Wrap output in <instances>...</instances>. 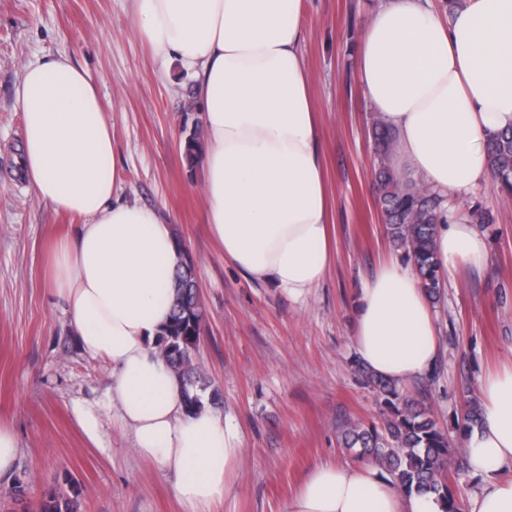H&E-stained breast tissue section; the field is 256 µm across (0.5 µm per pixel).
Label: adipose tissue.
Instances as JSON below:
<instances>
[{"label": "adipose tissue", "mask_w": 512, "mask_h": 512, "mask_svg": "<svg viewBox=\"0 0 512 512\" xmlns=\"http://www.w3.org/2000/svg\"><path fill=\"white\" fill-rule=\"evenodd\" d=\"M142 36L162 65L196 82L203 113V196L224 257L295 298L323 279L329 204L318 124L299 48L304 0H135ZM365 96L393 129L396 152L443 194L464 200L490 185L484 145L512 126V0H465L453 16L431 0H384L359 50ZM24 114L21 167L38 201L82 217L53 248L50 293L79 348L112 367V386L75 403L85 433L104 421L128 432L136 456L173 477L184 512H213L238 482L243 439L209 409L186 413L181 384L154 341L178 262L157 209L114 202L112 130L84 72L64 57L28 60L16 91ZM447 274L484 270L486 239L461 214L438 225ZM352 345L398 383L426 374L439 354L429 300L412 265L386 260L360 288ZM482 419L465 450L475 493L461 512H512V362L481 378ZM285 512H442L437 496L405 495L376 463L313 470Z\"/></svg>", "instance_id": "ef3b65f1"}]
</instances>
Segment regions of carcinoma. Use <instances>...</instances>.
Instances as JSON below:
<instances>
[{
    "mask_svg": "<svg viewBox=\"0 0 512 512\" xmlns=\"http://www.w3.org/2000/svg\"><path fill=\"white\" fill-rule=\"evenodd\" d=\"M180 146L191 170L201 163L205 150V126L202 115H186ZM395 135L382 124L375 128V144L383 157L394 146ZM485 157L493 173L494 184L512 195V128L490 136ZM381 210L388 240L412 263L421 288L431 303L442 296L443 275L436 261L435 225L446 222L444 197L425 184L405 182L385 162L376 174ZM180 262L175 270L172 292L168 297L171 314L156 338L159 355L174 370L183 385L187 412L204 408L203 399L212 405L220 400L201 372L199 352L206 323L193 261L181 239H176ZM358 372L365 384L381 398L387 416L379 424L347 422L339 444L355 451L359 460H374L407 494H436L446 503L445 512H456V498L451 490L453 474L466 468L465 441L479 425L481 412L475 401L465 398V407L456 419V436L443 429L430 409L404 393L397 382L384 379L364 365ZM67 488L47 491L35 502L28 501V487L14 481V501L24 504V512H80L81 486L66 480Z\"/></svg>",
    "mask_w": 512,
    "mask_h": 512,
    "instance_id": "carcinoma-1",
    "label": "carcinoma"
}]
</instances>
